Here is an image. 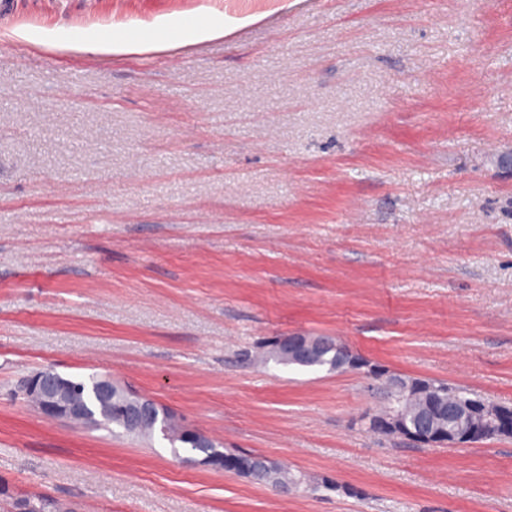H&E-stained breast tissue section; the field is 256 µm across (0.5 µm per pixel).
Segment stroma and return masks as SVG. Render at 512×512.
Returning a JSON list of instances; mask_svg holds the SVG:
<instances>
[{
	"instance_id": "stroma-1",
	"label": "stroma",
	"mask_w": 512,
	"mask_h": 512,
	"mask_svg": "<svg viewBox=\"0 0 512 512\" xmlns=\"http://www.w3.org/2000/svg\"><path fill=\"white\" fill-rule=\"evenodd\" d=\"M213 16L244 26L80 50ZM511 149L512 0H25L0 24V481L78 512H512V439L382 436L381 380L253 360L332 336L512 406ZM46 368L338 488L47 420L14 395ZM242 23L243 21L224 24V19H214L203 23L185 24L180 26L174 35L171 33V24L161 23L151 34L113 36L112 40L94 42L90 50L96 53H112L113 57L142 50L166 51L203 41L223 39ZM262 457L261 455L254 454H240L234 451L224 450V467L213 466L218 469H224L228 471H237L242 469L251 470V480L258 483H276V482H288L294 483V480H300L301 485L310 486L313 492L319 491L320 489L325 490H337L338 486L334 483L330 485L329 480L322 479L321 482H311L305 475L301 473H294L288 467L282 465L279 466L275 463L270 462L266 459L267 468L253 470V459L251 457ZM278 483L276 484L282 492L288 493L296 490L295 484Z\"/></svg>"
}]
</instances>
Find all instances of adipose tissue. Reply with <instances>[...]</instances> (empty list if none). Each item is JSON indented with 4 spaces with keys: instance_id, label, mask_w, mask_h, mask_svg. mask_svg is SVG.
Returning a JSON list of instances; mask_svg holds the SVG:
<instances>
[{
    "instance_id": "ef3b65f1",
    "label": "adipose tissue",
    "mask_w": 512,
    "mask_h": 512,
    "mask_svg": "<svg viewBox=\"0 0 512 512\" xmlns=\"http://www.w3.org/2000/svg\"><path fill=\"white\" fill-rule=\"evenodd\" d=\"M235 29V24L226 23L220 19L185 24L175 31L171 30L169 24L161 23L153 33L116 36L109 40L94 42L91 49L96 53H109L115 56L142 50L166 51L203 41L221 39L233 33Z\"/></svg>"
}]
</instances>
